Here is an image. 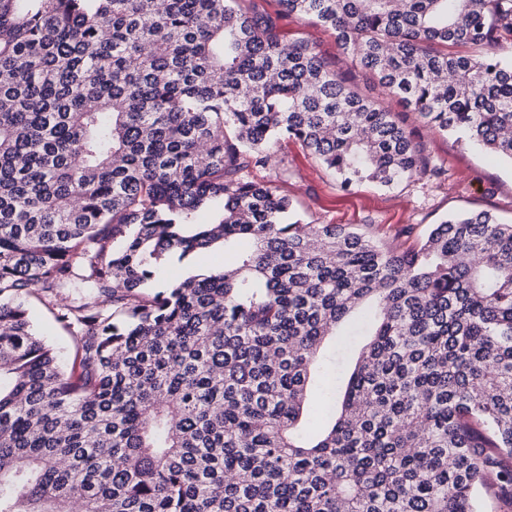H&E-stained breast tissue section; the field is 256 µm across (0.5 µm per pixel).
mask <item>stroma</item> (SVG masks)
I'll use <instances>...</instances> for the list:
<instances>
[{
  "mask_svg": "<svg viewBox=\"0 0 512 512\" xmlns=\"http://www.w3.org/2000/svg\"><path fill=\"white\" fill-rule=\"evenodd\" d=\"M256 2L277 17L284 39L308 41L322 57L339 60L328 30L282 14L278 0ZM425 139L435 162L448 171L444 184L420 179L389 190L364 181L344 189L299 144L288 140L273 148L278 166L257 170L255 176L276 179L280 192L293 199L304 222L366 224L385 239L406 225L422 234L449 214L470 210L488 209L512 220V164L450 136L429 132Z\"/></svg>",
  "mask_w": 512,
  "mask_h": 512,
  "instance_id": "obj_1",
  "label": "stroma"
}]
</instances>
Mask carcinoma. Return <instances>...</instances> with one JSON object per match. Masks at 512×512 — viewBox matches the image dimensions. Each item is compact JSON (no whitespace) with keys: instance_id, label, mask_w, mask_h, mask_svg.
<instances>
[{"instance_id":"obj_1","label":"carcinoma","mask_w":512,"mask_h":512,"mask_svg":"<svg viewBox=\"0 0 512 512\" xmlns=\"http://www.w3.org/2000/svg\"><path fill=\"white\" fill-rule=\"evenodd\" d=\"M279 3L381 95L254 0H0V512L512 495V223L450 215L408 246L410 226L307 224L252 176L288 138L343 188L441 184L420 126L512 162V0ZM217 246L232 262L203 265ZM365 326L329 427L304 432L313 391L336 395L322 349ZM258 7L265 12L271 14L273 17L278 16V23L280 26L281 34L284 39H299L305 40L316 47L319 54L330 60H339V64L342 66L348 65V61L340 55L337 50L334 37L325 28L313 25L298 17L292 15H284L281 13V6L278 0H255ZM343 59V62L340 61ZM34 321L37 331L42 337L61 348L71 359L73 354L72 340L67 331L53 317L52 313L45 307L38 305L34 309Z\"/></svg>"}]
</instances>
